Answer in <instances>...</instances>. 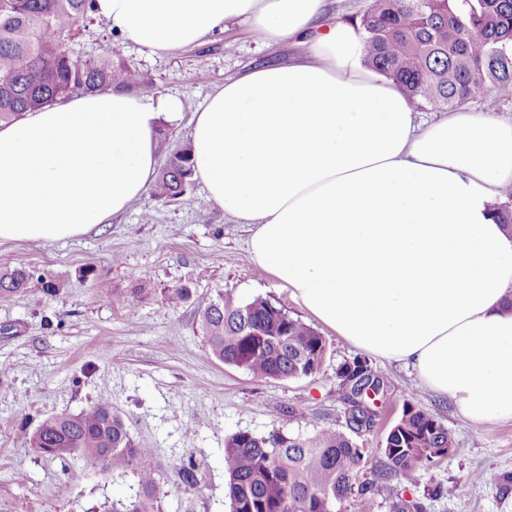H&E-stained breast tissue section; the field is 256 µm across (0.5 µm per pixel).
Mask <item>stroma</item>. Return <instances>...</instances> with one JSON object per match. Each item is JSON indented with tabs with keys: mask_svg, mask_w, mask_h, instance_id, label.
Instances as JSON below:
<instances>
[{
	"mask_svg": "<svg viewBox=\"0 0 512 512\" xmlns=\"http://www.w3.org/2000/svg\"><path fill=\"white\" fill-rule=\"evenodd\" d=\"M114 47L154 85L157 96L182 100L183 111L163 127L172 144L191 141V115L225 82L255 66L285 64L302 53L291 42L257 40L247 21H225L203 42L152 54L125 41L111 24L95 19L73 44L79 56ZM192 205L144 193L125 212L87 234L53 244L0 243V268L29 266L65 283L50 298L33 290L0 304V512H122L139 492L134 470L100 474L76 455L51 459L25 439L57 412L79 413L101 397L131 421V435L153 451L161 492L154 512H229L224 440L238 431L289 435L346 430L336 369L358 357L252 260L250 225L235 223L196 185ZM95 270L92 279L82 271ZM187 286L191 298L173 307L164 291ZM133 288L146 289L128 309ZM262 297L283 306L324 336L328 351L320 372L287 380H260L210 357L199 310L217 292ZM384 380L375 427L354 434L369 463L360 478L380 482L379 451L389 427L410 403L436 416L452 432L455 451L420 469L402 497L421 512H512V422L475 425L447 400L422 388L412 369L379 358ZM194 466L197 483L182 480ZM25 483H18L17 475ZM465 485L463 494L433 498L435 485Z\"/></svg>",
	"mask_w": 512,
	"mask_h": 512,
	"instance_id": "stroma-1",
	"label": "stroma"
}]
</instances>
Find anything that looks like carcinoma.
<instances>
[{
  "label": "carcinoma",
  "mask_w": 512,
  "mask_h": 512,
  "mask_svg": "<svg viewBox=\"0 0 512 512\" xmlns=\"http://www.w3.org/2000/svg\"><path fill=\"white\" fill-rule=\"evenodd\" d=\"M93 12L94 0H0V122L73 95L151 89L114 49L88 58L74 54L72 36ZM359 24L364 65L394 81L417 109H455L493 91H512V0H371ZM159 148L165 161L154 196L192 202V147H173L162 133ZM60 288L33 267L0 269V304L33 289L55 296ZM201 326L208 355L261 380L311 376L327 355L320 333L261 297L219 292L203 305ZM336 377L349 429H371L377 412L368 390L384 393L383 378L360 358L341 363ZM27 444L49 458L76 454L103 474L134 468L139 493L124 512H152L161 491L152 450L135 443L128 419L109 399L45 418ZM454 451L448 428L412 404L384 437L386 477L378 486L358 482L368 459L342 431H238L224 441L230 512H336L353 495L375 492L399 501L400 481Z\"/></svg>",
  "instance_id": "cac0c4a2"
}]
</instances>
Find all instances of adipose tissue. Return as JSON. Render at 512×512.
<instances>
[{"label": "adipose tissue", "instance_id": "ef3b65f1", "mask_svg": "<svg viewBox=\"0 0 512 512\" xmlns=\"http://www.w3.org/2000/svg\"><path fill=\"white\" fill-rule=\"evenodd\" d=\"M326 0H95L151 53L229 19L301 57L225 83L193 114L194 178L253 228L256 266L356 349L415 369L476 425L512 421V122L460 108L426 123L362 63ZM175 98L77 95L0 122V242L86 234L152 187Z\"/></svg>", "mask_w": 512, "mask_h": 512}]
</instances>
